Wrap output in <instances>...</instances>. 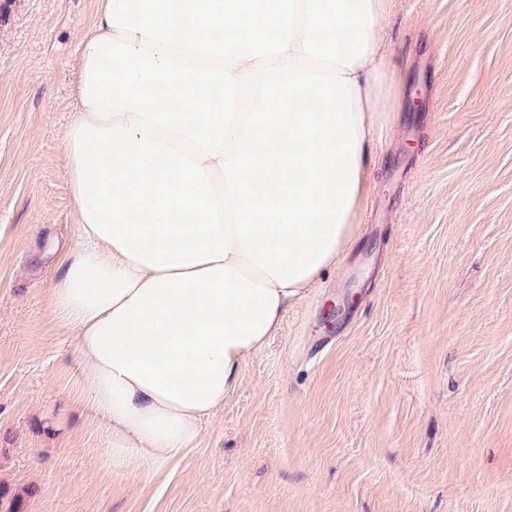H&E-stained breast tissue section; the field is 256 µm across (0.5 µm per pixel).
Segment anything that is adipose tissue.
Segmentation results:
<instances>
[{
    "label": "adipose tissue",
    "instance_id": "adipose-tissue-1",
    "mask_svg": "<svg viewBox=\"0 0 512 512\" xmlns=\"http://www.w3.org/2000/svg\"><path fill=\"white\" fill-rule=\"evenodd\" d=\"M395 2L95 0L64 136L82 243L50 295L113 465L194 447L354 240Z\"/></svg>",
    "mask_w": 512,
    "mask_h": 512
}]
</instances>
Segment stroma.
Here are the masks:
<instances>
[{
  "label": "stroma",
  "mask_w": 512,
  "mask_h": 512,
  "mask_svg": "<svg viewBox=\"0 0 512 512\" xmlns=\"http://www.w3.org/2000/svg\"><path fill=\"white\" fill-rule=\"evenodd\" d=\"M93 9L0 0V503L512 512V0H399L357 239L161 468L103 454L48 291L80 243L64 132Z\"/></svg>",
  "instance_id": "obj_1"
}]
</instances>
